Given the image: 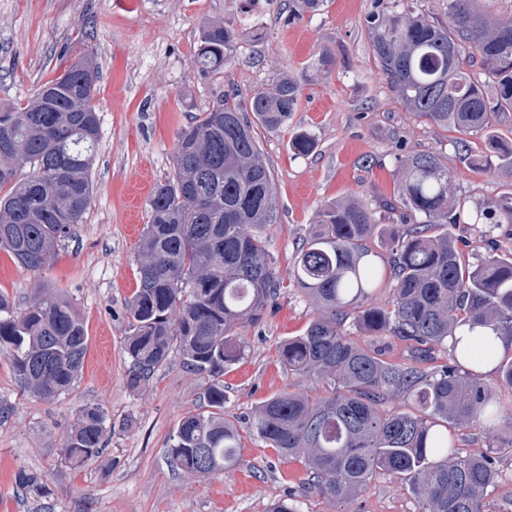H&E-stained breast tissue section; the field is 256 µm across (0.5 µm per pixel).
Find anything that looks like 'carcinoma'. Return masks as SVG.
<instances>
[{
	"instance_id": "1",
	"label": "carcinoma",
	"mask_w": 512,
	"mask_h": 512,
	"mask_svg": "<svg viewBox=\"0 0 512 512\" xmlns=\"http://www.w3.org/2000/svg\"><path fill=\"white\" fill-rule=\"evenodd\" d=\"M484 0H448L447 20L434 21L393 0L386 13L364 19L373 63L390 91L420 118L466 136L481 135L487 153L472 166L512 178V20L500 21ZM323 0H288V18L315 12ZM235 49L233 30L206 21L193 63L219 74ZM479 58L480 75L472 71ZM98 71L89 57L44 83L24 106L0 105V249L32 272L46 270L73 237L92 199L91 166L100 141L93 105ZM301 90L283 75L246 108L234 90L178 137L173 175L149 199L140 279L128 307L127 386L141 389L179 345L186 367L207 375L201 410L183 418L168 448L171 466L211 476L240 464V428L224 418V372L242 359L238 330L255 326L285 280L261 230L277 220L276 186L254 127L276 132L298 108ZM29 166L17 177L16 164ZM452 176L437 152L400 160L398 202L424 220L389 231L392 301L368 303L378 279L365 242L377 228L363 200L346 198L320 209L299 250L291 278L316 309L304 332L283 341L284 369L329 386L316 397L285 389L250 413L247 431L280 456H303L313 492L351 503L379 475L408 485L420 512H484L498 484L496 460L462 455L440 427L471 425L496 411L480 378L479 357L451 348L448 362L421 367L429 352L458 329L492 326L512 337V253L466 260L452 232L459 223ZM474 223L512 224V193L471 215ZM353 319L369 344L344 332ZM395 336L411 362L383 357L374 342ZM87 353L84 323L69 299L38 295L16 309L0 294V354L9 356L24 389L51 400L69 391ZM401 397L410 411L386 409ZM107 432L102 407L85 406L63 443L65 462L80 467L100 456ZM17 488L41 498L42 473L19 467Z\"/></svg>"
}]
</instances>
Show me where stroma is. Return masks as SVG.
Listing matches in <instances>:
<instances>
[{
    "label": "stroma",
    "mask_w": 512,
    "mask_h": 512,
    "mask_svg": "<svg viewBox=\"0 0 512 512\" xmlns=\"http://www.w3.org/2000/svg\"><path fill=\"white\" fill-rule=\"evenodd\" d=\"M374 0H326L321 11L289 20L283 0H0V103L23 105L78 56L99 70L93 103L101 139L92 166L91 205L75 238L49 269L34 273L0 250V292L25 308L37 292H61L84 321L88 345L73 388L43 400L21 388L9 357L0 355V512H31L14 483L18 467L45 473L50 512H266L291 499L298 512H419L400 482L378 476L355 502L332 504L310 490L303 459H285L252 434L242 438L232 472L209 477L171 469L170 437L197 411L210 380L189 371L180 351L155 370L141 390L126 383L130 360L127 307L139 284V250L147 203L168 178L178 134L234 89L241 103L272 89L284 74L301 99L287 126L258 130L257 141L274 177L277 221L268 248L281 277L326 203L355 196L380 226L403 222L396 209L395 168L400 155L439 152L453 175L462 214L453 234L469 262L512 251V224H474L476 207L512 190L505 178L471 167L484 152L482 137L460 152L456 133L418 118L392 95L374 69L363 26ZM219 20L236 34L234 57L223 74L202 77L192 64L200 25ZM336 55L331 73L318 72L322 49ZM310 132L308 154L293 150L295 133ZM315 308L296 285L282 289L265 320L241 330L242 359L224 374V416L245 426L261 401L292 387L277 358L279 344L304 332ZM494 392L492 427H456L448 436L461 454L494 452L501 481L486 512H512V388L498 370L483 374ZM101 406L108 415L107 447L80 468L68 467L61 445L79 410Z\"/></svg>",
    "instance_id": "obj_1"
}]
</instances>
